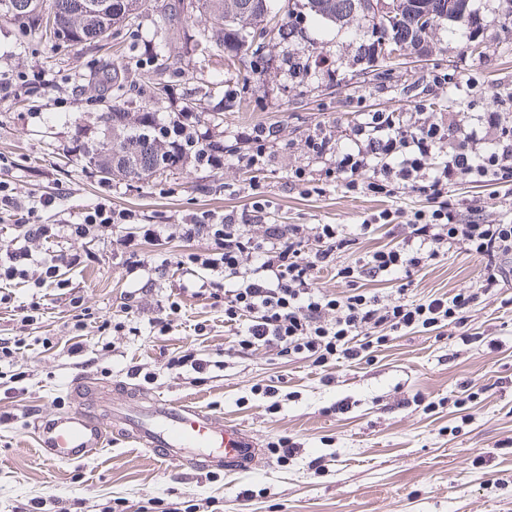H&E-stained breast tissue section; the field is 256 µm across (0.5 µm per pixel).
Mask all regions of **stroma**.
I'll return each mask as SVG.
<instances>
[{"label":"stroma","mask_w":512,"mask_h":512,"mask_svg":"<svg viewBox=\"0 0 512 512\" xmlns=\"http://www.w3.org/2000/svg\"><path fill=\"white\" fill-rule=\"evenodd\" d=\"M471 3L474 24L441 22L415 46L424 68L395 64L379 80L365 73L368 29L322 22L303 8L291 17L297 37L271 47L256 85H244L242 66L195 60L171 76L172 97L153 110L168 119L183 98L208 84L212 93L198 128L223 145L224 167L186 163L176 180L160 175L135 185L102 179L72 161L77 145L101 135L96 117L106 104L85 91L95 50L75 46L63 55L22 21L0 20V66L39 84L25 100L0 101V181L36 206L45 224L106 203L162 227L159 240L131 248L116 242L134 236L129 224L82 240L63 233L36 243L39 261L75 251L87 259L61 267L68 288L16 280L0 291V338L27 343L13 364L0 366V512H512V454L495 451L512 440L511 287L472 309L468 325L477 343L462 345L449 326L418 327L395 333L367 363L320 368L262 348L235 352L224 331L223 299L199 291L212 271L180 264L186 253L208 248L205 240L183 239L182 222L201 212L242 221L259 198L268 202L270 224L345 225L351 242L338 266L394 244L396 228L361 235L357 224L384 209L396 212L398 225L406 223L430 210L425 196L407 187L387 197L355 194L342 178L308 193L293 173L319 176L329 162L309 152V138L322 129L348 138L365 113L394 112L410 123L421 110L464 115L512 97V20H505L502 0ZM474 39L484 54L468 51ZM259 126L277 132L264 163L238 162L240 132ZM47 195L56 196L55 207H39ZM448 200L462 216L476 206L483 223L512 222L510 186L462 180ZM139 259L154 272L134 269ZM483 268L480 258L447 253L414 275L411 295L454 296L474 287ZM174 300L181 309L173 313ZM34 302L38 320L24 321ZM82 307L90 317L78 337L83 350L73 354L72 326ZM163 316L171 326L161 336L153 320ZM198 324L205 335L195 332ZM485 336L497 339L496 349L482 344ZM183 355L201 360L204 371L170 367L171 358ZM78 377L88 378L96 398L116 406L128 384L143 401H194L247 429L259 445L257 458L246 472L220 467L201 474L113 441L86 461L53 467L39 456L33 429L74 408L68 387ZM269 383L275 397L256 392V385ZM469 385L481 389L480 398L456 408L453 398ZM417 394L435 408H417ZM339 401L346 412L331 413ZM285 438L302 445L288 461L275 451ZM317 457L324 464L318 473L309 466Z\"/></svg>","instance_id":"35a3bbf8"}]
</instances>
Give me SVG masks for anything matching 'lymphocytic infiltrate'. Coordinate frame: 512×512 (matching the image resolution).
<instances>
[{
  "instance_id": "f902f5d3",
  "label": "lymphocytic infiltrate",
  "mask_w": 512,
  "mask_h": 512,
  "mask_svg": "<svg viewBox=\"0 0 512 512\" xmlns=\"http://www.w3.org/2000/svg\"><path fill=\"white\" fill-rule=\"evenodd\" d=\"M308 148L334 158L324 182L346 177L348 191L356 194L390 195L405 185L428 197L434 208L415 214L394 245L375 248L341 268L337 256L349 244L343 225L268 224L262 199L252 205L251 225L259 227L255 235L229 214L193 216L184 237L204 239L209 247L188 254L186 261L220 273V280L209 284L210 294L224 299V326L234 343L244 352L263 348L319 367L370 360L392 333L419 326L451 325L464 344L475 343L467 331L469 312L512 283V224L461 220L448 201V187L462 178L512 186V128L503 126L500 113L480 112L467 121L452 114L410 129L396 113L372 112L354 132L351 146L339 147L323 131ZM440 151L444 159L429 167ZM134 223L144 240L160 238L158 225L139 224L135 213L102 203L63 227L24 220L11 243L0 248V280L30 277L32 244L58 237L60 230L83 239L99 227ZM452 250L484 260L476 286L451 297L408 298L414 274ZM332 266L348 291L316 288L318 273ZM379 277L396 283L397 298L385 303L365 289V281Z\"/></svg>"
}]
</instances>
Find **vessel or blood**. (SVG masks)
Wrapping results in <instances>:
<instances>
[{"mask_svg":"<svg viewBox=\"0 0 512 512\" xmlns=\"http://www.w3.org/2000/svg\"><path fill=\"white\" fill-rule=\"evenodd\" d=\"M110 433L144 448L158 462L194 471L220 466L244 471L256 457L257 442L242 426L170 399L110 419L88 406L48 418L35 430L39 453L58 467L90 457L104 447Z\"/></svg>","mask_w":512,"mask_h":512,"instance_id":"obj_1","label":"vessel or blood"}]
</instances>
